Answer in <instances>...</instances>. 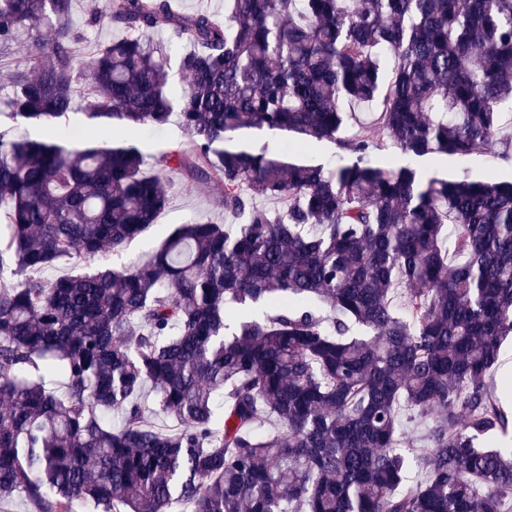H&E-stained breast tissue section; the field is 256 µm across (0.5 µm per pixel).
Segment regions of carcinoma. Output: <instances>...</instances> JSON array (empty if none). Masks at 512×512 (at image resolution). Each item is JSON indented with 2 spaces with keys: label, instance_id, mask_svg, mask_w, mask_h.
<instances>
[{
  "label": "carcinoma",
  "instance_id": "carcinoma-1",
  "mask_svg": "<svg viewBox=\"0 0 512 512\" xmlns=\"http://www.w3.org/2000/svg\"><path fill=\"white\" fill-rule=\"evenodd\" d=\"M71 6L0 0V49L26 48L8 106L27 126L0 131V504L502 512L512 450L481 438L512 425L486 385L512 335V182L425 181L390 156L497 142L512 0H224L225 25L174 0H104L90 22L120 34L86 59ZM160 30L193 45L176 86ZM81 81L99 132L75 144ZM350 106L376 123L348 128ZM175 111L186 143L145 167L122 129ZM245 129L346 155L292 162L289 142L239 145ZM175 169L183 191L224 187L228 223L181 224L112 268L167 208ZM74 258L93 267L34 276ZM404 411L429 422L409 489Z\"/></svg>",
  "mask_w": 512,
  "mask_h": 512
}]
</instances>
